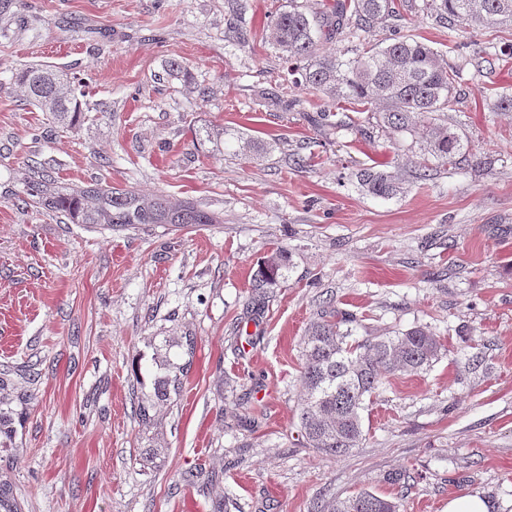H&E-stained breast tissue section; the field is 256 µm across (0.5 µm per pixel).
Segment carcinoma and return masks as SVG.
<instances>
[{"label":"carcinoma","instance_id":"1","mask_svg":"<svg viewBox=\"0 0 512 512\" xmlns=\"http://www.w3.org/2000/svg\"><path fill=\"white\" fill-rule=\"evenodd\" d=\"M427 11L439 24L471 29L512 22V0H288L272 19V38L290 64L296 82L327 98L328 103L359 105L392 136L419 137L420 150L439 161L455 165L467 160V145L448 123L456 110L453 95L462 68L448 64L444 55L409 34H394L381 46L363 44L364 34L376 28H397L401 9ZM336 42L334 53L323 46ZM30 104L50 114L54 122L73 128L93 110L77 94L76 81L44 66L18 73ZM368 193L392 198L403 190L401 177L391 171L365 168L356 174ZM26 194L39 207L62 214L72 224H93L108 229L132 225L222 224L224 217L191 201L144 195L133 189L93 183L83 188H63L53 171L42 169L27 182ZM291 256L284 249L264 258L254 274L255 296L286 280ZM356 317L334 309L323 310L310 324L303 346L302 398L298 420L309 447L325 456H343L363 439L361 412L365 403L397 372L417 373L437 361L444 345L423 326L388 331L359 339L350 324ZM149 379L136 377L133 389L136 414L150 425L156 415L180 395L192 355V339L181 336L151 337ZM14 385L0 377V450L13 447ZM160 437L148 439L143 460L165 459ZM0 512H18L11 486L0 480ZM328 512H399L395 498L370 491L339 500Z\"/></svg>","mask_w":512,"mask_h":512}]
</instances>
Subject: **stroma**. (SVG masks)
I'll use <instances>...</instances> for the list:
<instances>
[{"mask_svg":"<svg viewBox=\"0 0 512 512\" xmlns=\"http://www.w3.org/2000/svg\"><path fill=\"white\" fill-rule=\"evenodd\" d=\"M287 2L8 0L0 12V373L22 398L0 477L21 512H327L365 490L403 512H447L470 493L512 512V112L496 109L512 61L489 55L457 85L452 121L480 165L433 159L402 195H369L360 169L405 174L420 153L329 126L320 94L281 89L270 33ZM403 30L452 64L512 41V26L422 14ZM33 64L83 78L103 111L49 130L15 79ZM37 162L67 187L131 186L224 221L71 224L23 203ZM279 249L287 278L255 302L253 275ZM327 305L356 314L357 337L424 325L447 348L385 379L342 457L309 448L296 417L303 338ZM172 333L193 339V361L158 419L166 459L147 467L133 362L147 337ZM404 470L408 482H386Z\"/></svg>","mask_w":512,"mask_h":512,"instance_id":"obj_1","label":"stroma"}]
</instances>
